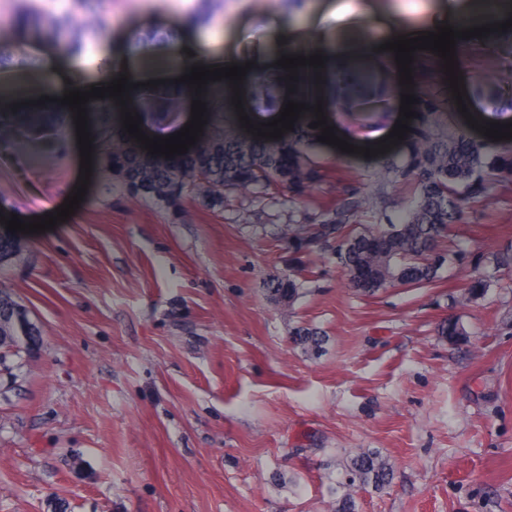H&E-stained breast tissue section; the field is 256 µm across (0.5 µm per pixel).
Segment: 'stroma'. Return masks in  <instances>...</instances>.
Listing matches in <instances>:
<instances>
[{
  "mask_svg": "<svg viewBox=\"0 0 512 512\" xmlns=\"http://www.w3.org/2000/svg\"><path fill=\"white\" fill-rule=\"evenodd\" d=\"M324 0H52L51 19H35L21 0H0V87L19 78L61 98L71 73L52 57L17 45L16 24L91 56L80 73L110 82L99 58L109 30L127 34L129 71L142 47L163 44L168 59L218 66L226 49L245 61L274 55L279 37L266 21L307 20ZM181 13L200 25L185 39L169 23ZM478 80L466 82L479 125L512 122V83L500 53L467 46ZM393 62L373 61L358 109L324 105L341 139L377 147L394 126L401 100L376 105ZM412 125L453 127L446 76L436 62L417 70ZM282 77L254 76L245 111L277 118ZM313 115L301 113L292 138L320 172L305 196L251 190L212 204L185 199L171 212L141 195L111 191L94 173L91 201L70 220L24 235L23 251L0 265V289L41 328L44 344L18 376L0 366V512H333L342 463L378 451L394 475L381 490L356 493L358 512H512V271L493 257L512 247V182L468 203L455 225L469 256L422 287L356 290L333 250L293 271L281 230L305 223L347 190L371 195L374 208H411L410 185H378L388 160L409 142L364 157L319 142ZM75 130L25 172L0 158V214L21 221L55 211L77 184ZM296 274L304 293L283 305L269 279ZM490 288L460 297L471 282ZM455 320L460 343L441 334ZM321 330L320 353L297 346V328Z\"/></svg>",
  "mask_w": 512,
  "mask_h": 512,
  "instance_id": "35a3bbf8",
  "label": "stroma"
}]
</instances>
